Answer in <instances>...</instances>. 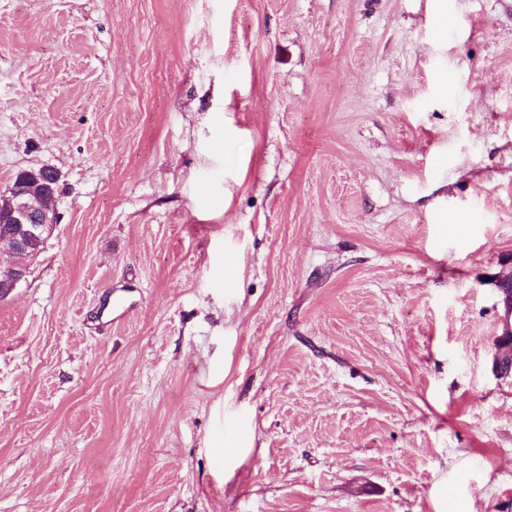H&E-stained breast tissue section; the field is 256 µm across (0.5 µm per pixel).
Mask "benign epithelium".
<instances>
[{
	"mask_svg": "<svg viewBox=\"0 0 512 512\" xmlns=\"http://www.w3.org/2000/svg\"><path fill=\"white\" fill-rule=\"evenodd\" d=\"M52 174L59 182L60 173L55 169L41 167L23 169L7 192L0 194V222L12 225V232L4 239L11 242L15 253H22L34 240L42 238L57 223L55 191L40 184L42 174ZM27 264L15 263L6 276V292H11L26 279ZM499 293L507 313L512 318V273L499 280ZM496 353L493 371L500 378H512V323L504 325L501 335L494 341Z\"/></svg>",
	"mask_w": 512,
	"mask_h": 512,
	"instance_id": "obj_1",
	"label": "benign epithelium"
}]
</instances>
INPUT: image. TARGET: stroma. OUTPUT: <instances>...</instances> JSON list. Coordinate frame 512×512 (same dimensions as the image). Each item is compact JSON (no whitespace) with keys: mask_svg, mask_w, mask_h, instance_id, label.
Segmentation results:
<instances>
[{"mask_svg":"<svg viewBox=\"0 0 512 512\" xmlns=\"http://www.w3.org/2000/svg\"><path fill=\"white\" fill-rule=\"evenodd\" d=\"M0 512H512V0H0ZM46 172L52 174L53 184H58L60 173L55 169H23L15 175L8 191L0 194V237L12 224V232L2 240L10 241L17 254L23 253L33 240L49 233L57 223L55 190L50 191L40 184ZM498 287L510 323L506 321L501 335L495 338L493 371L500 378H512V271L499 280Z\"/></svg>","mask_w":512,"mask_h":512,"instance_id":"35a3bbf8","label":"stroma"}]
</instances>
